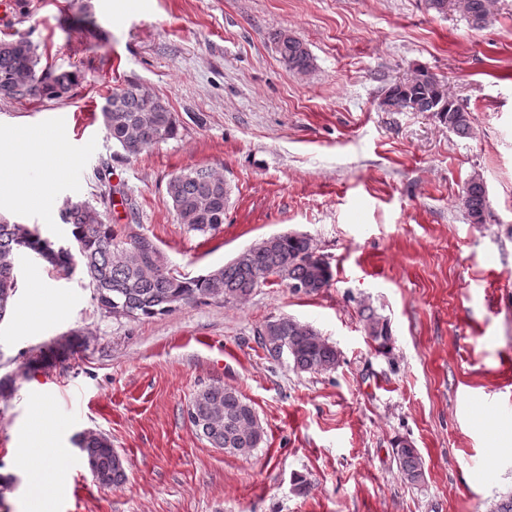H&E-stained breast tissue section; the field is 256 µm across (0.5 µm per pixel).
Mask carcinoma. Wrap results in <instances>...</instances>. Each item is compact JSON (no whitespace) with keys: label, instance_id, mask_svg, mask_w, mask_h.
Returning <instances> with one entry per match:
<instances>
[{"label":"carcinoma","instance_id":"obj_1","mask_svg":"<svg viewBox=\"0 0 512 512\" xmlns=\"http://www.w3.org/2000/svg\"><path fill=\"white\" fill-rule=\"evenodd\" d=\"M459 10L471 28L482 30L494 19L496 0H458ZM277 52L285 67L306 73L313 68V57L297 37L276 34ZM39 55L29 40L0 39V98L60 97L76 81L70 71L38 73ZM383 104L393 112H431L448 130L460 137L471 132L470 111L448 93L447 84L419 72L401 86H391ZM107 136L128 157L176 136L178 123L168 102L148 95L135 82L112 92L101 108ZM177 219L187 231L212 234L224 224L230 188L224 177L207 167L188 168L172 177L166 186ZM459 200L468 216L478 223L489 214L483 180L471 177ZM111 204L110 196L100 194L99 205L68 201L61 221L71 226L78 246L79 270L92 291L97 306L114 319L163 316L181 304L199 299L226 303L247 299L255 289L279 279L291 285L306 286L304 293L317 294L329 286L333 274L329 262L314 256L309 237L281 234L263 239L242 251L224 266L195 278L171 274L153 238L134 233L117 240L112 226L104 223L98 206ZM33 253L56 270L71 269L69 255L58 243L34 234L26 224L0 221V321L4 319L17 291L16 266L22 254ZM365 332L383 352L388 348L387 322L366 307L361 312ZM257 343L273 360L287 358L294 370L320 373L336 369L340 352L308 324L291 317L265 322L257 331ZM83 340L76 334L62 336L32 353L26 368L49 367L66 359ZM188 418L214 448L241 454L260 447L265 431L257 412L236 389L211 384L198 390L188 408ZM75 444L93 479L104 488L121 485L126 469L111 439L98 432H82ZM399 472L404 481H423V460L416 448L400 441L395 448Z\"/></svg>","mask_w":512,"mask_h":512}]
</instances>
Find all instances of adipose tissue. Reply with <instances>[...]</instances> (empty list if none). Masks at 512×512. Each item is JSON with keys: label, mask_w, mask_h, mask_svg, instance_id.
Returning a JSON list of instances; mask_svg holds the SVG:
<instances>
[{"label": "adipose tissue", "mask_w": 512, "mask_h": 512, "mask_svg": "<svg viewBox=\"0 0 512 512\" xmlns=\"http://www.w3.org/2000/svg\"><path fill=\"white\" fill-rule=\"evenodd\" d=\"M53 139V133L35 134L27 130H17L0 138V158L8 157L13 169L7 184L15 201L21 206L45 208L51 202L52 187L60 173L57 158L63 152ZM34 170L41 172V183H33L30 179L29 174ZM32 439L33 446L16 454L14 463L18 468L34 473L32 496L42 499L64 479L61 467L64 452L41 447L40 431H33Z\"/></svg>", "instance_id": "obj_1"}]
</instances>
